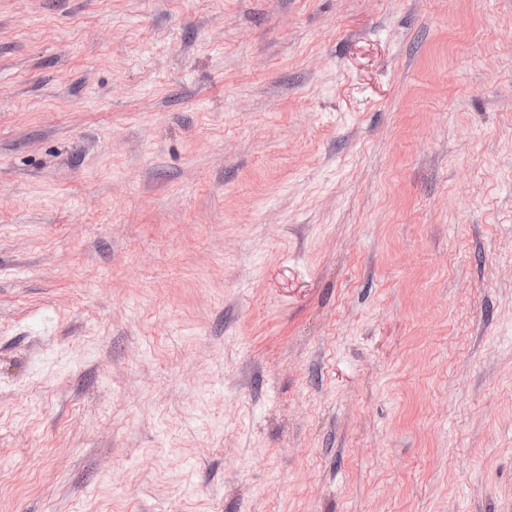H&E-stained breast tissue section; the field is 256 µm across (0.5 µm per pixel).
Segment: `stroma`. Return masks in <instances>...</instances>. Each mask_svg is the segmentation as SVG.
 <instances>
[{
  "instance_id": "obj_1",
  "label": "stroma",
  "mask_w": 512,
  "mask_h": 512,
  "mask_svg": "<svg viewBox=\"0 0 512 512\" xmlns=\"http://www.w3.org/2000/svg\"><path fill=\"white\" fill-rule=\"evenodd\" d=\"M0 512H512V0H0Z\"/></svg>"
}]
</instances>
